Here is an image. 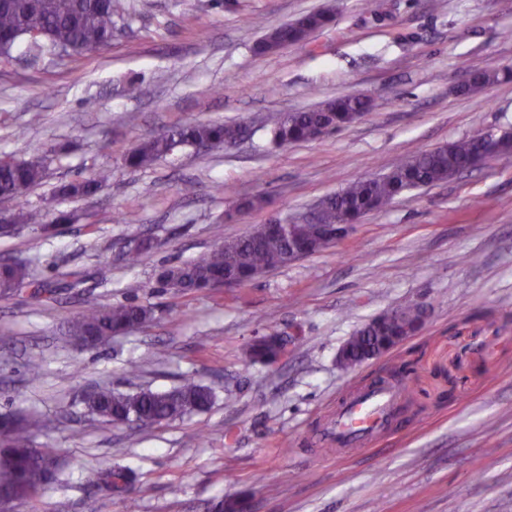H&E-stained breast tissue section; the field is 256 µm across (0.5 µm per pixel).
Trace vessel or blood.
Wrapping results in <instances>:
<instances>
[{"mask_svg":"<svg viewBox=\"0 0 512 512\" xmlns=\"http://www.w3.org/2000/svg\"><path fill=\"white\" fill-rule=\"evenodd\" d=\"M402 390L388 383L368 388L349 402L322 432L324 442L339 448L364 446L378 433L398 408Z\"/></svg>","mask_w":512,"mask_h":512,"instance_id":"b4317fda","label":"vessel or blood"}]
</instances>
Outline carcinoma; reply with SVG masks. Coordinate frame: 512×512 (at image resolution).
Masks as SVG:
<instances>
[{"mask_svg": "<svg viewBox=\"0 0 512 512\" xmlns=\"http://www.w3.org/2000/svg\"><path fill=\"white\" fill-rule=\"evenodd\" d=\"M113 0H0V35L9 34L12 41L3 54H10L20 40L30 41V50L54 53L63 48L70 57L98 52L112 42ZM332 20L324 11L301 16L307 33L323 28ZM296 41L292 31L274 28L266 40L256 44L260 53H269ZM370 108V101L347 94L322 106L300 112H286L273 120L270 133L280 147L311 141L313 131L324 120H332L342 129L353 122V116ZM238 128L221 123H189L159 132L142 139L126 155V166L140 169L171 154L179 146L206 143L220 149L235 139ZM485 132L448 143L444 146L418 150L403 157L387 174L351 182L334 195L324 206L319 219L326 224L336 223L341 214L363 217L380 211L397 196L414 188L446 182L454 175L477 167L491 157L485 149ZM42 166L34 162H19L10 156H0V197L20 198L42 179ZM109 178L105 171L93 177L75 180L60 188L61 195L85 198L96 194ZM302 234L311 243L314 254L329 246L317 233L316 225L305 224ZM288 251V241L278 235L256 239L251 235L215 244L200 257L175 266L177 273L169 280L160 277L164 286L177 295L203 290V284L215 274L224 272L244 279L253 273L263 274L278 268ZM27 278L25 266L3 263L0 266V298L13 294ZM419 308L406 305L399 316L386 323L399 328L418 318ZM152 318L151 308L139 304L112 307L89 306L70 324L75 336H94L98 342L107 341L113 330L133 328ZM213 402L212 390L193 380L168 391L142 390L135 394L103 388L87 401L89 410L107 420L137 417L149 421H170L207 410ZM49 422L32 417L13 426L5 446L0 449V490L13 492L19 499L40 494L53 476V453L47 448H34L31 437L46 430ZM133 481L126 468L106 463L87 476V483L104 486L113 493L124 495Z\"/></svg>", "mask_w": 512, "mask_h": 512, "instance_id": "cac0c4a2", "label": "carcinoma"}]
</instances>
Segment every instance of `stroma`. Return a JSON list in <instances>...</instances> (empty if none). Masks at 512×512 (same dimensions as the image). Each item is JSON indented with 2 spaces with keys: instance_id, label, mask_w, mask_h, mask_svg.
I'll list each match as a JSON object with an SVG mask.
<instances>
[{
  "instance_id": "1",
  "label": "stroma",
  "mask_w": 512,
  "mask_h": 512,
  "mask_svg": "<svg viewBox=\"0 0 512 512\" xmlns=\"http://www.w3.org/2000/svg\"><path fill=\"white\" fill-rule=\"evenodd\" d=\"M118 0L112 45L83 57H0V155L45 175L0 213L37 210L43 224L0 235V261L30 282L0 299V416L49 418L32 444L52 449L57 479L14 512H125L90 487L105 462L131 468L139 512H212L245 498L254 512H512V154L398 196L340 243L236 288L176 297L162 267L260 224L307 223L349 182L389 172L407 154L479 129L512 130V0ZM323 8L333 21L271 54L270 29ZM499 72L468 94L473 71ZM361 92L368 114L308 143L279 147L272 116ZM237 124L221 151L187 147L133 170L124 158L150 133ZM112 172L96 196L59 187ZM192 194H184V182ZM266 204L244 211V200ZM67 224L55 223L58 212ZM148 237L141 263L119 254ZM111 265L109 281L96 270ZM54 287L32 295V283ZM410 302L424 328L368 365L336 355L363 323ZM135 303L151 322L95 348L71 321L86 307ZM290 337L275 364L248 346ZM43 358L31 381L26 363ZM411 388L394 424L364 448L312 438L337 405L390 370ZM211 387L207 411L160 425L112 423L83 397L99 387Z\"/></svg>"
}]
</instances>
